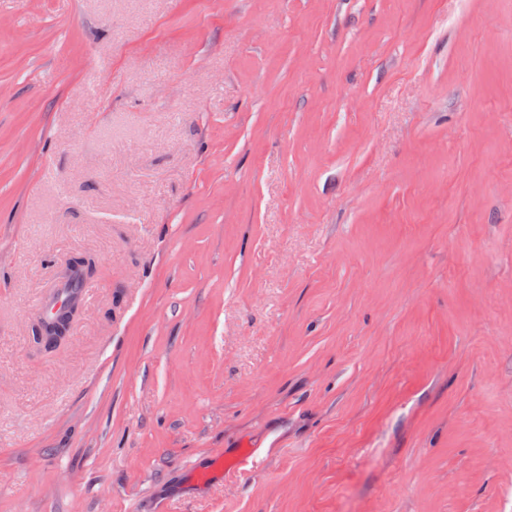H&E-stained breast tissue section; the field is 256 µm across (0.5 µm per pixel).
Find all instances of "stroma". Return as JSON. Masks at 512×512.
Wrapping results in <instances>:
<instances>
[{
    "label": "stroma",
    "mask_w": 512,
    "mask_h": 512,
    "mask_svg": "<svg viewBox=\"0 0 512 512\" xmlns=\"http://www.w3.org/2000/svg\"><path fill=\"white\" fill-rule=\"evenodd\" d=\"M0 512H512V0H0ZM87 288L89 286L85 283L82 285H77L76 283L58 285L49 296L43 297L40 300L38 304L39 310L42 315L45 314L46 317H52L64 304L73 300L83 299L88 291ZM74 315L75 311L70 313L69 307L66 306L61 309L57 319H63L71 323ZM248 459L247 454L244 451H239V453L232 458H221L217 460L211 468H197L194 471L195 479L198 482L206 483L211 480L213 476V472L215 469H221L229 472H237L240 467L243 465Z\"/></svg>",
    "instance_id": "35a3bbf8"
}]
</instances>
